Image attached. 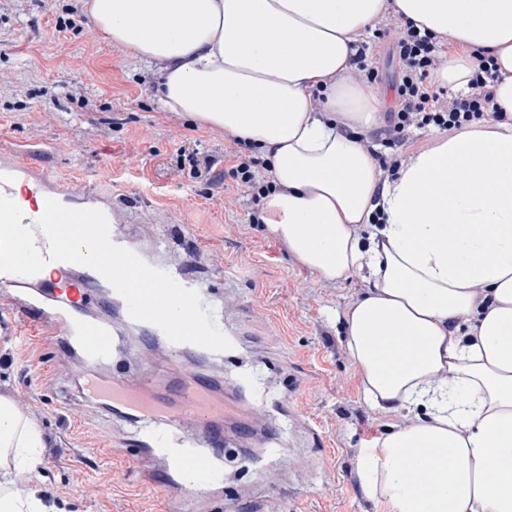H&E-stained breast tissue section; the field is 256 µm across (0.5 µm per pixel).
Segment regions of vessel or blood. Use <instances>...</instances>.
<instances>
[{
	"mask_svg": "<svg viewBox=\"0 0 512 512\" xmlns=\"http://www.w3.org/2000/svg\"><path fill=\"white\" fill-rule=\"evenodd\" d=\"M0 195L28 202L22 223L31 228L49 198L72 209L101 210L112 224L124 221L107 194L57 180L48 170L30 166L12 151L0 153ZM71 270V263L58 261L53 276L47 279L0 273V285L14 290L12 312L30 323L48 326L54 337L94 367L111 359L114 331L111 325L79 314L78 309L89 286L102 282L103 277L91 269L84 282L76 284L70 279ZM93 391L97 398L120 412L162 422V429L142 435L135 445L147 449L162 462L160 485L171 503L168 512H190V505L206 487L220 479L221 473L211 456L188 447L182 439L170 435L168 429L186 419L204 427L223 422V401L203 381L182 388L172 400L135 381L105 383L94 386Z\"/></svg>",
	"mask_w": 512,
	"mask_h": 512,
	"instance_id": "1",
	"label": "vessel or blood"
}]
</instances>
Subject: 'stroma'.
I'll return each mask as SVG.
<instances>
[{"mask_svg": "<svg viewBox=\"0 0 512 512\" xmlns=\"http://www.w3.org/2000/svg\"><path fill=\"white\" fill-rule=\"evenodd\" d=\"M82 7L83 0H0V149L76 186L110 179L115 207L131 219L126 232L181 263L232 347L207 361H176L162 344L144 362L138 335L123 331L112 362L89 372L0 307V396L38 423L44 445L59 446L56 457L41 455L28 491L57 512H161L157 462L118 451L135 422L81 391L91 374L116 382L146 376L164 395L208 381L230 410L224 480L204 492L201 512H380L357 458L405 414L365 401L345 345L343 313L365 281L323 282L263 225L248 223L255 206L236 191L223 130L165 111L157 67L104 40ZM76 10L75 28L60 29ZM396 34L393 24L374 30L367 51L388 107ZM195 154L212 160V179L196 175ZM89 432L98 439L86 448ZM92 483L99 493L90 499L82 488Z\"/></svg>", "mask_w": 512, "mask_h": 512, "instance_id": "35a3bbf8", "label": "stroma"}]
</instances>
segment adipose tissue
<instances>
[{
    "label": "adipose tissue",
    "instance_id": "1",
    "mask_svg": "<svg viewBox=\"0 0 512 512\" xmlns=\"http://www.w3.org/2000/svg\"><path fill=\"white\" fill-rule=\"evenodd\" d=\"M113 46L155 63L164 108L266 159L260 219L321 280L368 286L344 314L390 425L357 467L382 512H512V0H84ZM496 64L497 117L434 137L384 176L359 132L380 95L354 58L384 15ZM42 434L0 398V512Z\"/></svg>",
    "mask_w": 512,
    "mask_h": 512
}]
</instances>
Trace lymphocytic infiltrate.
<instances>
[{"mask_svg":"<svg viewBox=\"0 0 512 512\" xmlns=\"http://www.w3.org/2000/svg\"><path fill=\"white\" fill-rule=\"evenodd\" d=\"M447 45V40L435 39L410 24L402 26L393 43L392 53L399 67L396 83L399 105L381 115L380 132L388 145L396 149L392 158L379 160L386 175L395 174L407 159V149L424 137L430 127L449 131L481 119L492 109L493 93L487 77L493 68L489 59L479 58L477 72L464 98L449 99L445 88L430 82L429 75L440 65Z\"/></svg>","mask_w":512,"mask_h":512,"instance_id":"1","label":"lymphocytic infiltrate"}]
</instances>
